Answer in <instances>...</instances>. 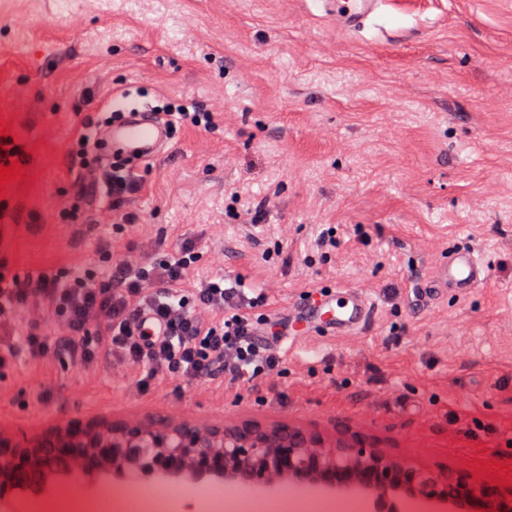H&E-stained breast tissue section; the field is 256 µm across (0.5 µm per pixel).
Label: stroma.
Segmentation results:
<instances>
[{
	"label": "stroma",
	"instance_id": "stroma-1",
	"mask_svg": "<svg viewBox=\"0 0 512 512\" xmlns=\"http://www.w3.org/2000/svg\"><path fill=\"white\" fill-rule=\"evenodd\" d=\"M317 0H0V125L20 180L0 198V250L22 275L193 240L263 293L283 324L258 390L202 379L140 385L134 365L23 362L0 381V424L72 417L289 423L364 434L393 461L505 479L512 460V0H383L358 32ZM210 112L175 125L132 204L134 235L66 224L79 170L66 146L112 101L139 95ZM268 200L264 223L237 205ZM332 229L335 248L318 247ZM111 242L104 255L102 242ZM473 248L485 285L419 304L450 251ZM348 286L373 313L344 336L293 335L288 313ZM487 462L479 469L477 461ZM178 512L218 488L170 482Z\"/></svg>",
	"mask_w": 512,
	"mask_h": 512
}]
</instances>
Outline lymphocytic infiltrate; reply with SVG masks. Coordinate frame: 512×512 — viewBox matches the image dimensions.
<instances>
[{
    "label": "lymphocytic infiltrate",
    "mask_w": 512,
    "mask_h": 512,
    "mask_svg": "<svg viewBox=\"0 0 512 512\" xmlns=\"http://www.w3.org/2000/svg\"><path fill=\"white\" fill-rule=\"evenodd\" d=\"M101 129L84 123L68 148L70 163L83 171L68 216L80 224H122L132 233L139 219L123 206L142 192V171L124 167L118 156L91 160ZM197 261L186 240L160 261L122 260L96 276L81 265L21 276L0 254V379L21 361L61 358L75 366L125 360L139 366L146 381L190 383L221 375L250 383L275 370L280 358L260 333L262 296H247L241 281L220 274L186 288ZM33 304L61 318L65 335L35 326L9 330L18 311Z\"/></svg>",
    "instance_id": "1"
}]
</instances>
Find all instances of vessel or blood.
I'll use <instances>...</instances> for the list:
<instances>
[{
    "label": "vessel or blood",
    "instance_id": "b4317fda",
    "mask_svg": "<svg viewBox=\"0 0 512 512\" xmlns=\"http://www.w3.org/2000/svg\"><path fill=\"white\" fill-rule=\"evenodd\" d=\"M381 6V0H322L321 10L337 28L356 32L364 28ZM113 150L137 156L139 160L153 159L167 143L166 129L148 113L132 114L109 135ZM486 263L475 250L461 248L449 253L432 274L421 282L417 294L420 300L437 298L455 290L460 294L486 283ZM372 303L353 290L318 293L312 307L292 311V322L303 325L317 319L333 335L340 336L361 328L369 319Z\"/></svg>",
    "mask_w": 512,
    "mask_h": 512
}]
</instances>
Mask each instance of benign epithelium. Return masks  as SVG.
Instances as JSON below:
<instances>
[{"label":"benign epithelium","mask_w":512,"mask_h":512,"mask_svg":"<svg viewBox=\"0 0 512 512\" xmlns=\"http://www.w3.org/2000/svg\"><path fill=\"white\" fill-rule=\"evenodd\" d=\"M151 475L225 481L245 491H270L289 481L303 491L360 486L382 497L403 487L415 498L462 512H512V500L505 499L512 490L454 469L388 462L355 432L328 446L320 435L290 424L206 427L156 417L73 418L32 434L0 427V504L60 482L88 489L112 476L139 486Z\"/></svg>","instance_id":"obj_1"}]
</instances>
